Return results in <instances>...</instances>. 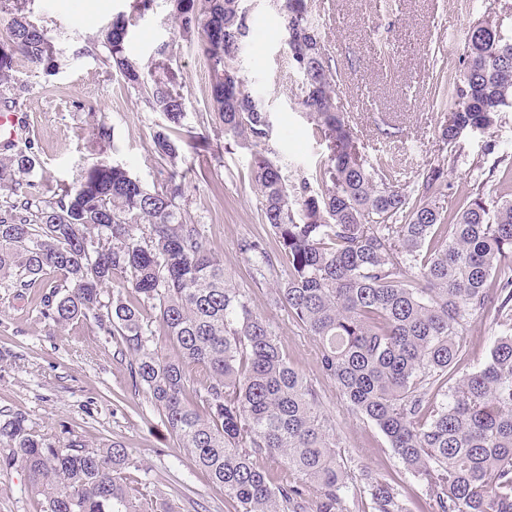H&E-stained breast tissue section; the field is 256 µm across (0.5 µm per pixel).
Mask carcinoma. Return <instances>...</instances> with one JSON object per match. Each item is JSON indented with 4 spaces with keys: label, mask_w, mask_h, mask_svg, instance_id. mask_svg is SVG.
<instances>
[{
    "label": "carcinoma",
    "mask_w": 512,
    "mask_h": 512,
    "mask_svg": "<svg viewBox=\"0 0 512 512\" xmlns=\"http://www.w3.org/2000/svg\"><path fill=\"white\" fill-rule=\"evenodd\" d=\"M27 0H0L11 15L0 34V99L28 92L14 77L19 59L45 73L59 50L27 20ZM293 24L287 43L301 77L297 105L326 142L315 175L287 181L267 156L251 178L286 277L275 302L319 344L322 370L354 415L373 422L404 467L424 485L430 512H512V200L473 183L460 213L443 214L448 170L458 154L415 171L408 191L389 164L366 165L352 117L337 102L332 67L307 0H273ZM185 40L200 41L212 81V108L234 141L255 147L270 119L247 89L234 53L249 35L247 0H174ZM126 21H112L104 48L127 86L146 95L167 125L152 150L170 169L165 186L148 190L118 165L93 163L78 185L50 197L25 179L35 166L31 143L0 145V288L26 290L47 271L61 275L40 298V313L65 326L93 318L122 336L135 384L168 429L242 512H343L357 477L336 452L316 389L289 363L276 332L249 304L198 224L183 220L177 140L184 97L164 60L145 70L125 51ZM439 133L447 145L469 129L486 131L512 109V34L491 20L469 28L464 70ZM241 250L251 279L270 257L259 240ZM119 282L136 301L119 291ZM172 341L168 356L151 347L144 311ZM507 330L482 369L456 376L465 361L460 336L476 317ZM196 388L187 395L189 368ZM5 466L21 465L43 512H144L127 483L129 448H90L77 438L38 434L21 414L0 420ZM281 464L272 482L258 459ZM370 512H406L402 491L369 479Z\"/></svg>",
    "instance_id": "obj_1"
}]
</instances>
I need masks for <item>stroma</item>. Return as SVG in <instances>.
Here are the masks:
<instances>
[{"label":"stroma","instance_id":"1","mask_svg":"<svg viewBox=\"0 0 512 512\" xmlns=\"http://www.w3.org/2000/svg\"><path fill=\"white\" fill-rule=\"evenodd\" d=\"M247 5L251 31L235 63L272 121L268 139L257 148L226 137L216 121L207 61L198 43L180 36L172 0H152L144 12L136 10L135 0H29L26 14L55 42L60 66L52 76L24 60L17 66L16 76L29 90L12 108L36 157L28 179L49 194L75 185L83 167L104 162L125 168L147 188L164 185L167 173L151 150L164 117L102 55L86 52L103 44L113 19L124 16L127 54L145 65L166 57L181 81L180 166L188 176L180 204L187 222L202 226L208 248L244 288L252 309L274 326L291 366L317 390L346 466L357 475L396 482L408 512H427L422 483L404 469L377 426L347 412L335 381L321 369L315 338L276 304L274 286L284 267H267L257 283L249 276L243 240L277 251L250 177L255 154L275 160L292 181L312 177L328 151L297 106L299 76L272 0ZM308 9L341 73L338 102L356 118L360 154L370 165L388 160L404 184L447 150L437 126L444 87L463 69L468 29L486 18L512 28V0H309ZM101 120L111 129L106 141L96 135ZM457 149L448 195L440 201L444 210L466 209L479 161L495 167L490 195L512 199V166L494 162L495 155L512 156V110L486 132L464 131ZM56 280L48 274L42 287L22 295L0 288V416L24 415L37 433L76 435L95 448L122 442L133 459L129 485L141 488L145 499H166L176 512H238L236 502L179 447L144 389L134 385L120 336L107 335L91 319L60 327L42 317V289ZM500 332L492 319L471 322L462 338L463 372L485 366ZM0 512H42L20 465L0 466Z\"/></svg>","mask_w":512,"mask_h":512}]
</instances>
